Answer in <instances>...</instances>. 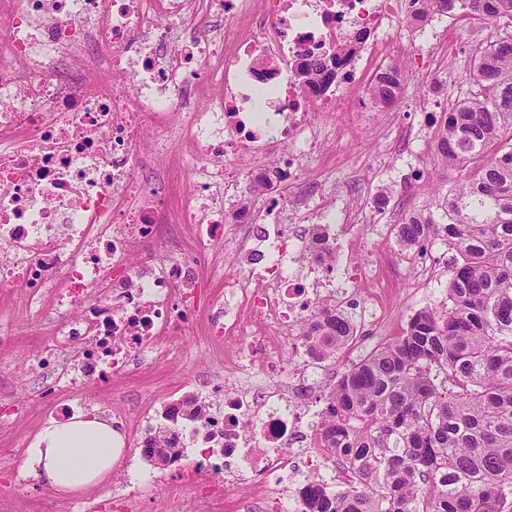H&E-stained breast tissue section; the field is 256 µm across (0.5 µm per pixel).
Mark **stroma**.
Instances as JSON below:
<instances>
[{
    "instance_id": "1",
    "label": "stroma",
    "mask_w": 512,
    "mask_h": 512,
    "mask_svg": "<svg viewBox=\"0 0 512 512\" xmlns=\"http://www.w3.org/2000/svg\"><path fill=\"white\" fill-rule=\"evenodd\" d=\"M506 36H512L511 22L475 20L456 9L436 16L404 37L408 49L438 53L435 74L444 89L431 99L434 114L447 111L470 88L475 49ZM448 39L453 45L447 52L443 45ZM425 91L421 79L406 76L397 116L380 132L372 121L379 108L366 99L354 122L344 123L341 113H328L323 122L329 127L331 138L324 151L311 158L305 169L307 180L323 192L333 190L354 199L387 189L388 208L377 215L374 223L358 227L355 233L363 245L361 257L365 261L379 262L381 253L393 243V226L420 206L434 185L455 178L453 171L435 159L436 125L425 124L422 113L416 110ZM447 282L448 271L443 268L431 285L418 284L408 264H401L397 277L390 283L393 310L381 322L380 338L389 340L399 336L413 310L440 305L445 299ZM0 325L12 335L11 343L0 350V400L25 402L30 411L28 422L10 431L0 430V495L15 499L17 512H63L65 505L88 500L90 491L66 495L43 487L31 476L21 483L13 479L14 471L23 468L24 449L46 424L43 406L35 392L36 383L23 369L26 359L33 357L44 338L45 318L23 313L17 295L0 287ZM205 347L204 336H184L174 343L176 364L121 379L106 393L87 390L89 411L104 416L115 405L132 411L144 406L150 408L152 416H160L165 390L185 384L215 367V358L204 356Z\"/></svg>"
}]
</instances>
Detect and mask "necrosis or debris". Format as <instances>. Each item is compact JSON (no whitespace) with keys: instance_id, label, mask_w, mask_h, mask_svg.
<instances>
[{"instance_id":"4bbe7bcc","label":"necrosis or debris","mask_w":512,"mask_h":512,"mask_svg":"<svg viewBox=\"0 0 512 512\" xmlns=\"http://www.w3.org/2000/svg\"><path fill=\"white\" fill-rule=\"evenodd\" d=\"M433 18L428 0H0V286L29 312L55 306L33 361L46 415L68 418L87 387L172 360L166 340L177 333L202 332L208 353L224 357L174 389L162 425L145 410L111 412L124 446L167 449L168 512H214L238 484L249 493L228 512H302L307 486L329 493L341 478L318 430L337 359L301 323L357 296L366 313L350 342L376 334L390 291L323 219L337 211L345 227L369 224L386 198L339 209L306 192L304 162L321 150L315 115L352 116L362 62L322 92L298 67L360 37L394 49L392 27ZM222 25L237 29L234 42L218 36ZM272 80L279 118L263 122L250 91ZM146 133L188 142L189 166L149 178ZM243 159L267 188L263 207L241 214ZM187 169L194 189L172 200ZM284 189L290 224L280 220ZM166 224L192 226L193 249H177ZM136 241L152 245L155 262L133 261ZM228 241L250 257L244 271H225L217 251ZM207 268L223 272V291H203ZM112 490L78 512H144L129 455L112 469Z\"/></svg>"}]
</instances>
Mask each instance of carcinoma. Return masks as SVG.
Here are the masks:
<instances>
[{"mask_svg": "<svg viewBox=\"0 0 512 512\" xmlns=\"http://www.w3.org/2000/svg\"><path fill=\"white\" fill-rule=\"evenodd\" d=\"M477 19L512 18V0L455 3ZM357 45L309 61L300 77L323 86ZM401 88L392 67L368 89L376 105ZM456 172L393 227L400 250L437 241L452 253L447 296L410 316L326 394L323 447L352 477L336 495L314 492L305 512H512V36L480 47L473 89L443 113L435 138ZM347 312L312 314L303 335L341 350Z\"/></svg>", "mask_w": 512, "mask_h": 512, "instance_id": "cac0c4a2", "label": "carcinoma"}]
</instances>
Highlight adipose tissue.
I'll return each mask as SVG.
<instances>
[{
    "mask_svg": "<svg viewBox=\"0 0 512 512\" xmlns=\"http://www.w3.org/2000/svg\"><path fill=\"white\" fill-rule=\"evenodd\" d=\"M111 423L81 416L44 426L26 450L23 468L56 492L73 494L102 484L121 457Z\"/></svg>",
    "mask_w": 512,
    "mask_h": 512,
    "instance_id": "1",
    "label": "adipose tissue"
}]
</instances>
